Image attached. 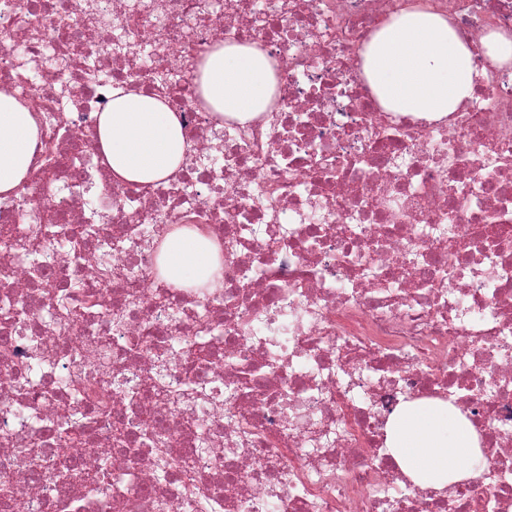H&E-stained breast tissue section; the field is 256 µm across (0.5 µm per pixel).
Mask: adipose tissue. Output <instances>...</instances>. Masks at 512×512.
Here are the masks:
<instances>
[{
	"label": "adipose tissue",
	"instance_id": "obj_1",
	"mask_svg": "<svg viewBox=\"0 0 512 512\" xmlns=\"http://www.w3.org/2000/svg\"><path fill=\"white\" fill-rule=\"evenodd\" d=\"M199 91L207 106L243 123L257 119L278 86L272 59L255 44L215 46L198 59ZM362 70L389 112H422L438 118L470 97L475 68L470 47L447 18L417 8L401 11L372 36ZM98 139L113 181L143 187L175 174L189 145L174 112L133 89L112 91L99 117ZM39 126L15 96L0 91V195L14 194L29 177ZM164 274L171 281L213 277L214 244L199 245L178 232L162 245ZM390 451L415 481L433 487L465 478L464 464L480 450L471 426L444 407L415 406L391 424Z\"/></svg>",
	"mask_w": 512,
	"mask_h": 512
}]
</instances>
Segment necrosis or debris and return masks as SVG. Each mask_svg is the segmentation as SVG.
Wrapping results in <instances>:
<instances>
[{
	"instance_id": "4bbe7bcc",
	"label": "necrosis or debris",
	"mask_w": 512,
	"mask_h": 512,
	"mask_svg": "<svg viewBox=\"0 0 512 512\" xmlns=\"http://www.w3.org/2000/svg\"><path fill=\"white\" fill-rule=\"evenodd\" d=\"M419 2L474 50L472 96L437 119L383 111L361 76L410 0H0V89L41 130L0 199V512H512V71L481 45L512 0ZM227 41L276 63L247 125L196 93ZM124 83L191 143L144 189L97 141ZM178 227L218 243L214 287L161 277ZM421 403L468 421L484 468L409 477L388 429ZM78 411L92 430L61 454ZM157 446L197 496L157 480Z\"/></svg>"
}]
</instances>
